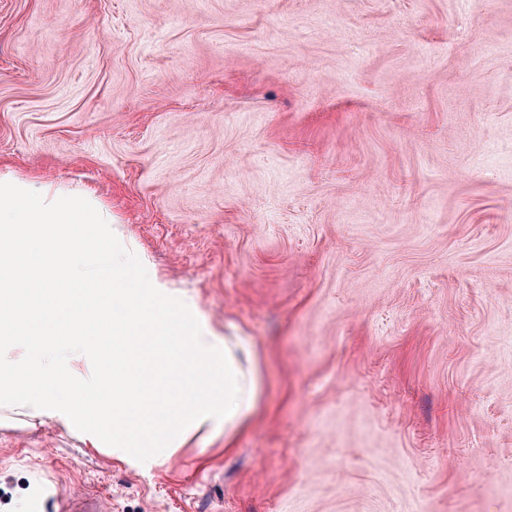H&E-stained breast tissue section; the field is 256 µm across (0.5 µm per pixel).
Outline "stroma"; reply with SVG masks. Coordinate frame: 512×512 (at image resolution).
Wrapping results in <instances>:
<instances>
[{
	"instance_id": "35a3bbf8",
	"label": "stroma",
	"mask_w": 512,
	"mask_h": 512,
	"mask_svg": "<svg viewBox=\"0 0 512 512\" xmlns=\"http://www.w3.org/2000/svg\"><path fill=\"white\" fill-rule=\"evenodd\" d=\"M0 171L85 188L259 410L136 463L16 336L0 512H512V0H0ZM56 504H59L60 512L111 511V504L106 497L88 493L70 495L58 488L41 484L28 497L24 512H50Z\"/></svg>"
}]
</instances>
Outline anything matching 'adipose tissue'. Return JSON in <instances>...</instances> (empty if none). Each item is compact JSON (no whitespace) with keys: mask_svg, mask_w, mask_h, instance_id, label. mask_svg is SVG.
Here are the masks:
<instances>
[{"mask_svg":"<svg viewBox=\"0 0 512 512\" xmlns=\"http://www.w3.org/2000/svg\"><path fill=\"white\" fill-rule=\"evenodd\" d=\"M111 221L91 192L0 174V254L28 248L41 257L26 268L0 265V299L30 294L24 326L54 339L37 354L54 392L15 397L16 407L66 419L83 415V402L59 369L91 351L85 335L91 326L96 336L112 338L111 353L97 360L100 380L112 384L105 417L113 447H138L152 457L156 445L218 422L225 447H232L235 433L258 412L251 344L200 326L195 305L177 301L139 255L90 256L84 240ZM164 338L185 347L160 362L155 352Z\"/></svg>","mask_w":512,"mask_h":512,"instance_id":"adipose-tissue-1","label":"adipose tissue"}]
</instances>
